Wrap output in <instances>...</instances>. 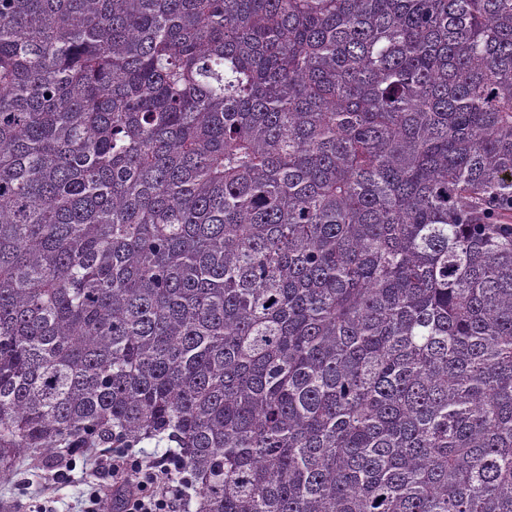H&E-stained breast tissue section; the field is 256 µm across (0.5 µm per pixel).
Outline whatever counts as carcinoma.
I'll return each mask as SVG.
<instances>
[{"mask_svg": "<svg viewBox=\"0 0 512 512\" xmlns=\"http://www.w3.org/2000/svg\"><path fill=\"white\" fill-rule=\"evenodd\" d=\"M152 440L512 512V0H0V480Z\"/></svg>", "mask_w": 512, "mask_h": 512, "instance_id": "carcinoma-1", "label": "carcinoma"}]
</instances>
